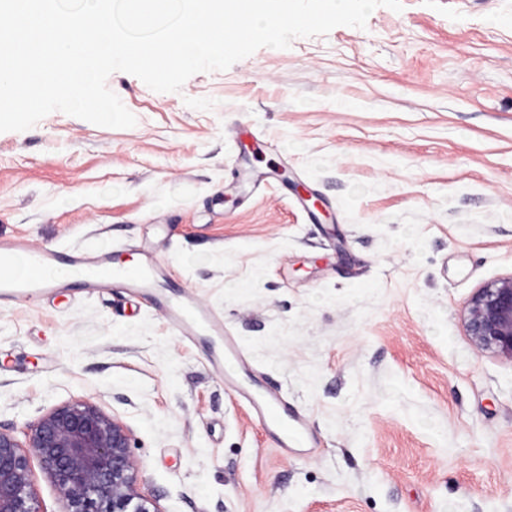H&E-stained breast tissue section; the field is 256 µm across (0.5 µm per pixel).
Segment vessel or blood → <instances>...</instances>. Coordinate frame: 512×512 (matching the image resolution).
I'll return each instance as SVG.
<instances>
[{"label":"vessel or blood","mask_w":512,"mask_h":512,"mask_svg":"<svg viewBox=\"0 0 512 512\" xmlns=\"http://www.w3.org/2000/svg\"><path fill=\"white\" fill-rule=\"evenodd\" d=\"M171 271L150 251H142L139 265L126 268L109 252L62 253L36 249L24 240L0 242V299L12 304H34L71 282L94 290L123 288L151 299L178 336L200 337L211 343L209 363L222 376L226 390L243 397L255 420L279 448L290 450L306 439L305 421L290 409L280 390L255 378L237 340L223 321L203 306L193 292L168 295L165 284Z\"/></svg>","instance_id":"vessel-or-blood-1"}]
</instances>
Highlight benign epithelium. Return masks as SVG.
Returning <instances> with one entry per match:
<instances>
[{
    "label": "benign epithelium",
    "instance_id": "7a95c632",
    "mask_svg": "<svg viewBox=\"0 0 512 512\" xmlns=\"http://www.w3.org/2000/svg\"><path fill=\"white\" fill-rule=\"evenodd\" d=\"M463 322L476 348L512 361V276L477 289ZM23 434L22 442L0 427V512H44L32 487L33 458L53 482L60 512H163L139 492L130 429L95 401L57 405Z\"/></svg>",
    "mask_w": 512,
    "mask_h": 512
}]
</instances>
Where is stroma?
Returning <instances> with one entry per match:
<instances>
[{
    "label": "stroma",
    "mask_w": 512,
    "mask_h": 512,
    "mask_svg": "<svg viewBox=\"0 0 512 512\" xmlns=\"http://www.w3.org/2000/svg\"><path fill=\"white\" fill-rule=\"evenodd\" d=\"M0 133V239L144 246L307 419L280 456L205 342L115 288L0 306V424L94 398L163 512H512V362L464 307L512 275V0H402L158 93Z\"/></svg>",
    "instance_id": "35a3bbf8"
}]
</instances>
